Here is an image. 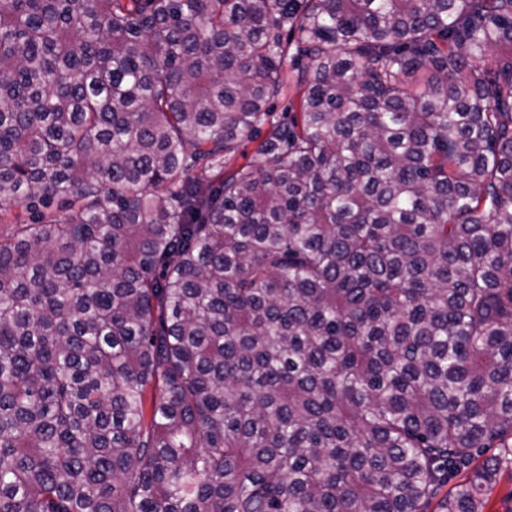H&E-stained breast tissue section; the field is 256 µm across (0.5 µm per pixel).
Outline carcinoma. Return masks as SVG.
Masks as SVG:
<instances>
[{
  "label": "carcinoma",
  "instance_id": "1",
  "mask_svg": "<svg viewBox=\"0 0 512 512\" xmlns=\"http://www.w3.org/2000/svg\"><path fill=\"white\" fill-rule=\"evenodd\" d=\"M506 43L512 0H0V512H424L462 468L484 512Z\"/></svg>",
  "mask_w": 512,
  "mask_h": 512
}]
</instances>
